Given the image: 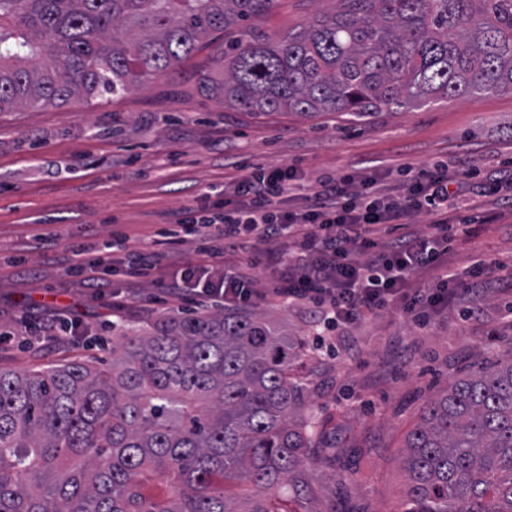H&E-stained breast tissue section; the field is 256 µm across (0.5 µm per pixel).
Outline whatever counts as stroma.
<instances>
[{"mask_svg": "<svg viewBox=\"0 0 512 512\" xmlns=\"http://www.w3.org/2000/svg\"><path fill=\"white\" fill-rule=\"evenodd\" d=\"M331 0H276L259 23L285 34L329 11ZM224 36L145 87L121 96L0 112V368L25 372L68 362H108L117 343L112 309L87 289L64 288L62 248H43L57 230L93 228L97 239L123 233L140 247L165 213L210 188L229 185L243 165H294L310 181L379 160L429 169L469 158V209L458 217L448 264L483 258L512 265V187L493 190L490 170L512 164V93L482 95L365 121L339 112H249L225 108L204 89L224 79ZM123 324L144 326L185 302L139 282ZM461 296L441 323L425 327L387 310L348 329L319 328L310 306L260 303L268 318L308 339L297 375L305 410L329 447L306 462L318 512H403L400 450L423 407L464 372L512 352V291L495 283L484 315L463 319ZM83 321V343L32 346L37 326L56 312Z\"/></svg>", "mask_w": 512, "mask_h": 512, "instance_id": "35a3bbf8", "label": "stroma"}]
</instances>
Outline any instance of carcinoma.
<instances>
[{
    "instance_id": "1",
    "label": "carcinoma",
    "mask_w": 512,
    "mask_h": 512,
    "mask_svg": "<svg viewBox=\"0 0 512 512\" xmlns=\"http://www.w3.org/2000/svg\"><path fill=\"white\" fill-rule=\"evenodd\" d=\"M275 0H0V112L121 95L224 40V107L361 119L512 92V0H336L280 37ZM306 342L241 309L156 319L112 361L0 369V512H316ZM407 512H512V354L425 407ZM165 480L173 497L145 498ZM251 487L239 507L226 484Z\"/></svg>"
}]
</instances>
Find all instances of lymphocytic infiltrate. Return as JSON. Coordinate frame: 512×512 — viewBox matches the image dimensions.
Listing matches in <instances>:
<instances>
[{
  "label": "lymphocytic infiltrate",
  "mask_w": 512,
  "mask_h": 512,
  "mask_svg": "<svg viewBox=\"0 0 512 512\" xmlns=\"http://www.w3.org/2000/svg\"><path fill=\"white\" fill-rule=\"evenodd\" d=\"M468 167L422 169L396 178L390 169L350 168L305 182L295 167L247 166L233 198L203 195L181 208L163 239L131 249L121 235L98 247L72 238L60 268L63 280L94 289L113 308L124 304L109 275L121 269L127 282L151 280L155 288L188 301L242 307L275 297L281 304L315 305L324 325L349 327L394 308L419 324L447 315L459 296H470L467 318H479V303L491 277V262L463 271L449 268L448 244L467 233L450 216L465 206ZM301 198L292 210L289 203ZM427 214L430 230L400 233L401 224ZM189 240L198 259L166 274V246ZM432 277L420 283L417 271ZM263 273L268 292L255 286Z\"/></svg>",
  "instance_id": "f902f5d3"
}]
</instances>
